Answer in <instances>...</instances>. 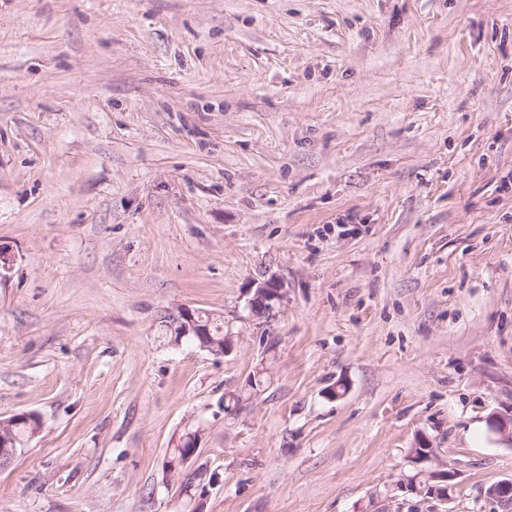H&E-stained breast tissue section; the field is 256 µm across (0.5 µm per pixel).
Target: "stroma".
Instances as JSON below:
<instances>
[{
  "mask_svg": "<svg viewBox=\"0 0 512 512\" xmlns=\"http://www.w3.org/2000/svg\"><path fill=\"white\" fill-rule=\"evenodd\" d=\"M0 245V512H189L188 430L203 512H494L512 0H0ZM424 437L448 502L397 488ZM284 300V290L275 279H268L257 284L253 295L246 302V309L251 316L258 310L269 317ZM256 316V315H255ZM199 314L198 310L191 309L189 307L181 308L177 314L172 316L174 320L171 324L174 336H180L178 343L182 341L184 337H190L198 342L199 339L196 336L203 337L209 342L221 345L224 343V347L215 348L211 350L214 355H224L230 348V337H227V341L224 342V322L218 319H211L206 314ZM201 319L198 323L197 319ZM199 328L203 330L204 335L201 334ZM177 343V344H178ZM229 348V349H228ZM41 428V421L35 413H19L11 417L0 420V435L2 438L10 439L12 441L11 454L8 457L2 455L0 457V464L5 465L12 461L16 456L21 455L25 450L27 442L34 437ZM194 434H196V431L186 432L180 435L178 439L175 441V443H173L172 448H169L167 460L163 464V472H166L167 470L171 471L174 466L178 468L183 467L187 462L194 458L195 453L192 452L195 451L196 453H198L200 447V444L198 443L199 440L196 443L195 448L192 445L191 436ZM188 454L190 455L186 457V459L182 462L180 466L181 460Z\"/></svg>",
  "mask_w": 512,
  "mask_h": 512,
  "instance_id": "obj_1",
  "label": "stroma"
}]
</instances>
